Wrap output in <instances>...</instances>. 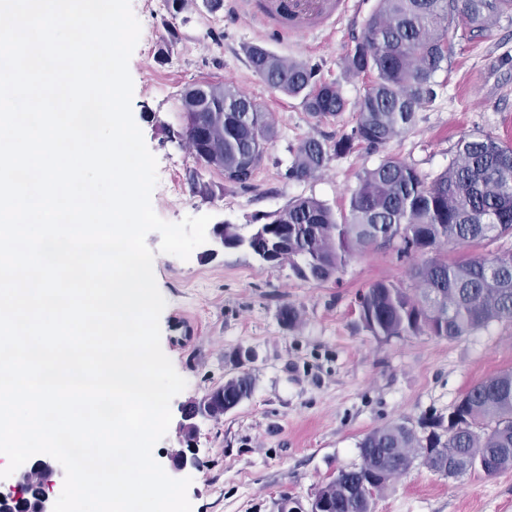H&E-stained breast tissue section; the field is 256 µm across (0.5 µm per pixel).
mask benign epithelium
Listing matches in <instances>:
<instances>
[{
  "label": "benign epithelium",
  "instance_id": "1",
  "mask_svg": "<svg viewBox=\"0 0 512 512\" xmlns=\"http://www.w3.org/2000/svg\"><path fill=\"white\" fill-rule=\"evenodd\" d=\"M206 397L196 400V408L190 410L181 407V432L197 431V421L208 417L205 410ZM198 465L196 449L182 448L171 456L170 475L178 477L184 471L194 469ZM63 470L62 465L55 459L42 460L32 466L22 465L8 480L0 483V512H53L58 494L56 491L57 478ZM283 512H326V500L321 492H316L309 503V509L291 505L284 498L279 503Z\"/></svg>",
  "mask_w": 512,
  "mask_h": 512
}]
</instances>
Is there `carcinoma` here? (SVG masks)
Masks as SVG:
<instances>
[{
	"label": "carcinoma",
	"instance_id": "cac0c4a2",
	"mask_svg": "<svg viewBox=\"0 0 512 512\" xmlns=\"http://www.w3.org/2000/svg\"><path fill=\"white\" fill-rule=\"evenodd\" d=\"M512 13V0H378L360 39L343 58L354 78L374 76L353 107L354 124L329 145L315 137L292 149L284 176L305 181L335 158L363 146L378 151L407 133L416 114L438 97L436 74L452 54L450 27L483 31ZM253 72L275 93L302 98L315 119L341 116L348 109L339 84L316 82L302 62L277 56L254 44L247 49ZM181 114L172 136L184 141L196 164L224 172V186L248 189L274 136L270 113L252 98L226 85L192 83L178 97ZM208 137L196 139L195 128ZM193 195L215 196L214 186L189 172ZM512 236V143L490 133L461 138L448 167L429 180L412 164L383 159L358 178L348 213L336 218L313 197L300 196L268 215V222L243 235L224 225L230 246L240 245L257 259L283 262L304 281L327 282L354 255L373 248H394L398 256L420 255L405 288L377 281L359 296L360 320L375 337L468 336L493 321L512 320V249L448 261L450 245L479 244ZM251 377L237 374L209 395L207 407L224 415L225 405L248 399ZM447 439L434 432L420 436L406 423L367 434L359 443L362 463L342 470L326 493L330 512H368L361 480L373 458L400 476L431 448H448L470 470L493 459L494 475L512 467V371H501L471 386L451 415Z\"/></svg>",
	"mask_w": 512,
	"mask_h": 512
}]
</instances>
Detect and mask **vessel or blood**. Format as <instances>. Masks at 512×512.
I'll use <instances>...</instances> for the list:
<instances>
[{
	"label": "vessel or blood",
	"mask_w": 512,
	"mask_h": 512,
	"mask_svg": "<svg viewBox=\"0 0 512 512\" xmlns=\"http://www.w3.org/2000/svg\"><path fill=\"white\" fill-rule=\"evenodd\" d=\"M345 6L344 0H253L256 20L294 36L321 29Z\"/></svg>",
	"instance_id": "b4317fda"
}]
</instances>
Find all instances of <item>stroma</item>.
<instances>
[{"label":"stroma","instance_id":"1","mask_svg":"<svg viewBox=\"0 0 512 512\" xmlns=\"http://www.w3.org/2000/svg\"><path fill=\"white\" fill-rule=\"evenodd\" d=\"M377 4L349 0L324 32L290 37L250 18L242 0H223L216 11L207 0H192L179 13L170 0H131L141 24L129 62L132 114L159 175L177 185L173 194L154 188L158 216L178 222L208 214L213 223L235 224L245 233L300 196L344 211L359 175L383 157L402 159L432 178L447 167L461 137L489 133L512 142V14H506L484 34L450 29L453 54L436 75L443 90L406 135L379 152L355 148L317 179H284L291 146L310 136L334 141L349 131L353 114L319 121L300 99L272 93L251 70L246 46L260 44L306 62L317 80L337 82L352 101L366 83L347 77L342 59ZM174 30L179 40L171 39ZM201 79L243 91L271 113L275 127L251 188H224L222 173L203 170V179L219 188L208 200L192 196L186 172L195 161L169 133L180 123L178 94ZM160 241L156 232L146 237L166 301L161 346L187 381L171 401L172 414L232 377L235 351L254 354L246 366L254 381L249 399L220 419L198 423L199 466L189 473L192 512H278L285 497L308 505L339 471L360 465L358 444L371 431L399 422L423 430L447 418L473 384L512 370V320L451 340L377 338L364 329L360 293L379 280L410 283L413 260L397 258L395 250L352 257L338 281L318 283L299 279L289 265L260 262L241 247L213 257L197 248L184 261L160 253ZM285 307L297 315L293 325L281 320ZM372 510L512 512V469L451 478L418 462L376 496Z\"/></svg>","mask_w":512,"mask_h":512}]
</instances>
